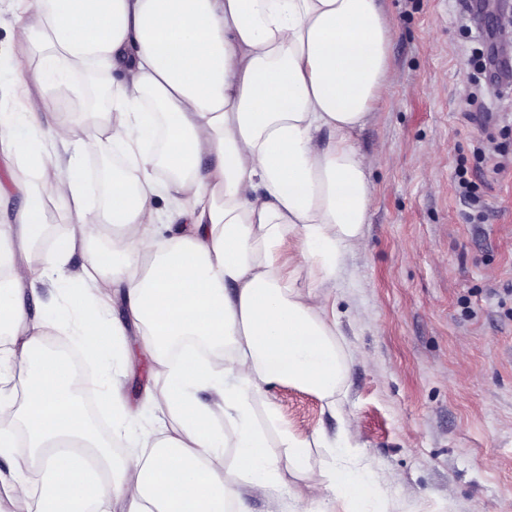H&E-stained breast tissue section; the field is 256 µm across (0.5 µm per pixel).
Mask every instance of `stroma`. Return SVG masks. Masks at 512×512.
I'll list each match as a JSON object with an SVG mask.
<instances>
[{
	"label": "stroma",
	"mask_w": 512,
	"mask_h": 512,
	"mask_svg": "<svg viewBox=\"0 0 512 512\" xmlns=\"http://www.w3.org/2000/svg\"><path fill=\"white\" fill-rule=\"evenodd\" d=\"M460 3L385 0L393 80L355 135L375 158L367 249L346 255L330 297L359 354L343 380L342 412L356 420L355 454L370 463L388 512H512V171L493 173L474 155L486 142L512 158V129L467 118L478 69ZM38 40L33 18L0 9V56L14 69H34L20 48ZM30 102L41 112L111 104L103 78L34 86ZM462 165L484 180L487 223L468 219L457 192ZM42 169L50 222L31 244L38 258L75 226L53 192L55 160ZM84 263L75 252L64 273L40 285L26 301L31 316L63 308ZM115 362L129 409L146 393L162 397L158 365L136 334ZM271 394L291 431L335 435L338 421L317 395L286 384ZM22 463L19 451L0 456V512L36 504Z\"/></svg>",
	"instance_id": "1"
}]
</instances>
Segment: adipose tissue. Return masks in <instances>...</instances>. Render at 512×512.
Wrapping results in <instances>:
<instances>
[{
  "label": "adipose tissue",
  "mask_w": 512,
  "mask_h": 512,
  "mask_svg": "<svg viewBox=\"0 0 512 512\" xmlns=\"http://www.w3.org/2000/svg\"><path fill=\"white\" fill-rule=\"evenodd\" d=\"M36 20L39 84L61 75L120 73L112 107L44 120L15 75L0 90V194L25 199L16 224H0V322L13 338L14 375L28 394L14 423L0 422V455L25 434V469L40 477L36 512H284L279 469L309 467L312 446L331 443L335 465L310 484L300 512H381L372 473L353 457L358 430L341 418L334 440L283 426L269 399L290 384L331 412L356 357L326 313L328 284L347 253L365 248L373 163L354 142L390 84L392 28L381 0H10ZM120 157L101 212L85 204V150ZM63 169L56 196L76 217L72 235L40 263L29 244L49 222L44 199L15 171L33 156ZM167 203L158 213L155 200ZM112 225V248L94 251L67 305L28 320L27 287L66 264ZM298 237L309 263L300 289L277 252ZM126 291L129 323L108 318L109 295ZM94 358L137 326L156 357L164 398L142 416L158 431L137 435L111 378L100 403L112 415L113 458L78 407L70 361L48 346L56 325ZM214 399L201 401L197 393ZM263 398L265 422L252 415ZM282 450L273 457L267 432ZM232 449L224 461L223 449Z\"/></svg>",
  "instance_id": "1"
}]
</instances>
